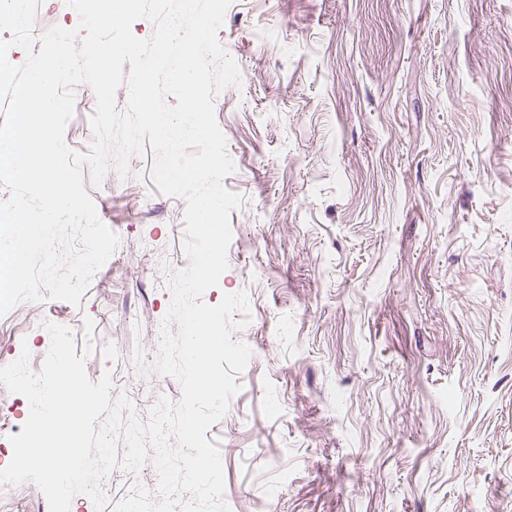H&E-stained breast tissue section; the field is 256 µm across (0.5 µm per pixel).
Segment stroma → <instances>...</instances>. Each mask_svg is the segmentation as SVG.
Returning <instances> with one entry per match:
<instances>
[{
	"instance_id": "1",
	"label": "stroma",
	"mask_w": 512,
	"mask_h": 512,
	"mask_svg": "<svg viewBox=\"0 0 512 512\" xmlns=\"http://www.w3.org/2000/svg\"><path fill=\"white\" fill-rule=\"evenodd\" d=\"M217 38L241 83L214 115L235 170L228 268L252 355L206 433L231 512H501L512 504V0H232ZM64 139L87 152L96 106L74 90ZM157 155L84 187L119 237L79 304L43 324L0 314V367L41 369L53 322L140 421L179 380L151 336L189 264L184 199ZM102 507L153 479L117 464Z\"/></svg>"
}]
</instances>
